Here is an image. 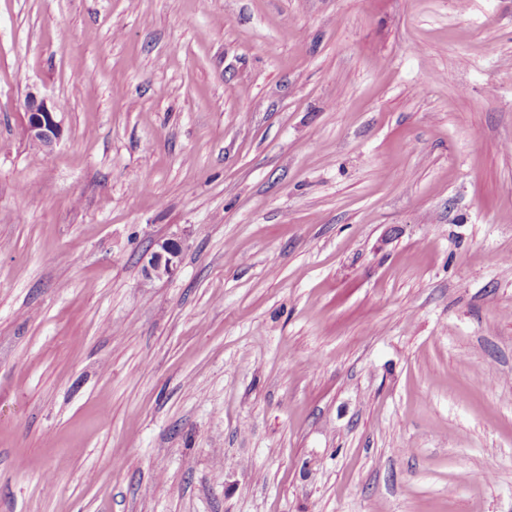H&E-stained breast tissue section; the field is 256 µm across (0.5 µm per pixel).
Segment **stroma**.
I'll list each match as a JSON object with an SVG mask.
<instances>
[{"instance_id": "stroma-1", "label": "stroma", "mask_w": 512, "mask_h": 512, "mask_svg": "<svg viewBox=\"0 0 512 512\" xmlns=\"http://www.w3.org/2000/svg\"><path fill=\"white\" fill-rule=\"evenodd\" d=\"M509 254L512 0H0V512H512ZM24 119V134L33 144L51 150L62 133L57 120L55 107H49L44 98L35 92L27 94V107ZM179 252L171 249L170 241L159 244V248L143 258V274L146 278H163L174 275L177 271L176 259Z\"/></svg>"}]
</instances>
